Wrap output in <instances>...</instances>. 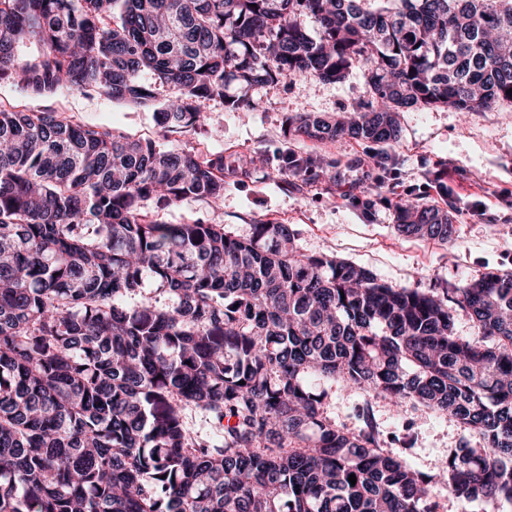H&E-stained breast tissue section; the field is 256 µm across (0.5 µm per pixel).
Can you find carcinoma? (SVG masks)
Returning a JSON list of instances; mask_svg holds the SVG:
<instances>
[{
	"label": "carcinoma",
	"mask_w": 512,
	"mask_h": 512,
	"mask_svg": "<svg viewBox=\"0 0 512 512\" xmlns=\"http://www.w3.org/2000/svg\"><path fill=\"white\" fill-rule=\"evenodd\" d=\"M355 67L353 117L288 132L389 144L404 108L512 102V0H0V83L138 107L166 88L168 131L204 125L229 79ZM223 197L221 152L0 105V512H436L440 481L511 504L512 272L434 296L306 256L288 224L164 219ZM397 211L406 236L455 235L436 207ZM336 379L365 396L354 428L315 388ZM376 399L449 414L482 445L422 473L386 448Z\"/></svg>",
	"instance_id": "cac0c4a2"
}]
</instances>
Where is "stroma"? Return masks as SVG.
Segmentation results:
<instances>
[{
    "mask_svg": "<svg viewBox=\"0 0 512 512\" xmlns=\"http://www.w3.org/2000/svg\"><path fill=\"white\" fill-rule=\"evenodd\" d=\"M366 95L358 68L339 83L290 75L253 89L249 108L232 111L224 100L201 101L209 124L176 133L161 128L150 107L74 90L36 100L15 85L0 84L5 105L38 106L82 124L170 148L221 152L245 164V171L225 172L220 205L183 200L169 209L171 223L199 219L241 235L253 224H288L305 254L343 259L388 284L432 294L485 272L512 269V103L481 112L447 106L403 110L393 144L350 137L314 143L286 132L288 118L348 112ZM291 155L334 163L333 180L311 177L304 186H292L280 173ZM405 200L448 210L457 229L454 240L442 245L400 235L395 205ZM321 387L328 393V415L356 426L362 394L337 382ZM371 406L385 434L411 433L412 446L403 456L425 473L438 472L465 435L449 415L421 407L395 412L379 399Z\"/></svg>",
    "mask_w": 512,
    "mask_h": 512,
    "instance_id": "stroma-1",
    "label": "stroma"
}]
</instances>
